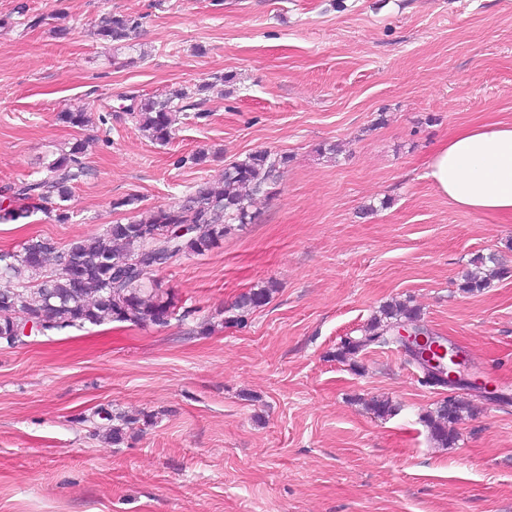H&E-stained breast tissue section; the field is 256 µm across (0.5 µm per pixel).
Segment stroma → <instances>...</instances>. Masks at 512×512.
Returning a JSON list of instances; mask_svg holds the SVG:
<instances>
[{"label":"stroma","instance_id":"obj_1","mask_svg":"<svg viewBox=\"0 0 512 512\" xmlns=\"http://www.w3.org/2000/svg\"><path fill=\"white\" fill-rule=\"evenodd\" d=\"M17 2L0 0V190L77 137L63 108L108 121L85 131L72 221L0 224V252L133 220L129 195L176 204L256 151L289 162L253 223L156 273L182 319L0 348V512H512V402L460 389L473 411L441 448L422 418L448 391L402 347L333 356L408 301L512 384V218L460 210L427 176L452 130L512 121V0H26L24 18ZM108 13L142 18L129 45L95 36ZM202 82L207 119L177 113L168 144L123 110ZM489 253L510 274L461 291ZM100 406L153 422L115 447L88 421ZM274 290L275 284L267 282L266 285L250 288L247 292L240 294L232 307L236 314L235 316L228 317L226 323L230 325L243 324L250 312L268 303Z\"/></svg>","mask_w":512,"mask_h":512}]
</instances>
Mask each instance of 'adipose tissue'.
<instances>
[{
	"label": "adipose tissue",
	"instance_id": "1",
	"mask_svg": "<svg viewBox=\"0 0 512 512\" xmlns=\"http://www.w3.org/2000/svg\"><path fill=\"white\" fill-rule=\"evenodd\" d=\"M428 176L462 210L512 217V121L454 130L431 157Z\"/></svg>",
	"mask_w": 512,
	"mask_h": 512
}]
</instances>
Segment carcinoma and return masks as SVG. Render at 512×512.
Masks as SVG:
<instances>
[{"instance_id":"obj_1","label":"carcinoma","mask_w":512,"mask_h":512,"mask_svg":"<svg viewBox=\"0 0 512 512\" xmlns=\"http://www.w3.org/2000/svg\"><path fill=\"white\" fill-rule=\"evenodd\" d=\"M139 18L111 14L97 29L99 39L121 45L141 28ZM210 88L203 82L181 87L165 98L129 97L126 114L154 142L164 145L171 138L172 115L194 110L202 119L207 112L199 109V99ZM56 120L68 127L83 129L91 124L86 109L65 108ZM88 141L77 138L68 148L45 166L42 177L23 180L5 187L10 203L0 205V223H17L27 219L31 210L42 212L57 224L69 223L73 215L66 202L73 185L88 174L85 162ZM288 164V156L272 151H258L224 168L218 184L205 182L196 187L181 203L168 208L142 211L139 198L130 195L113 203L116 208L129 207L135 219L108 224L103 231L71 241L64 247L49 238L25 241L16 253L0 254V336H21L28 320L41 324L37 336L114 322L134 326L164 327L176 317L171 293L159 288L154 274L172 260L211 251L234 224L251 223V197L263 193L275 183ZM470 269L462 275L460 288L480 291L497 275L508 269L494 255H477L469 261ZM275 290L269 282L249 289L233 304L236 314L230 325H241L253 310L268 303ZM421 312L409 302L388 304L374 317L358 337L341 342L334 358L338 362L354 360L373 347H386L400 328L422 333ZM471 411V405L450 394L426 413L423 422L431 438L448 448L458 440L454 425ZM92 417L111 422L102 439L114 446L125 442L128 430L138 422L150 423L151 416L129 417L112 414L99 407Z\"/></svg>"}]
</instances>
